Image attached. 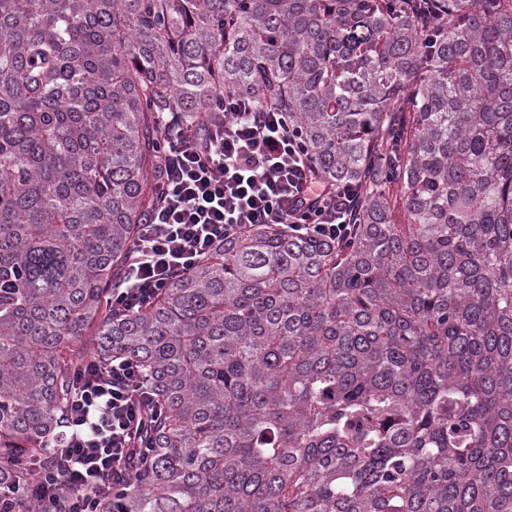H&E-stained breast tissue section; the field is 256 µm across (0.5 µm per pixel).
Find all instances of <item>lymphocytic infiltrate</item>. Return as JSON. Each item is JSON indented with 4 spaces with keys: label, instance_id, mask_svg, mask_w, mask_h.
<instances>
[{
    "label": "lymphocytic infiltrate",
    "instance_id": "obj_1",
    "mask_svg": "<svg viewBox=\"0 0 512 512\" xmlns=\"http://www.w3.org/2000/svg\"><path fill=\"white\" fill-rule=\"evenodd\" d=\"M163 171L155 203L140 225L112 306L136 312L213 248L253 224H280L301 235L343 244L352 238L359 198L350 184L309 177V160L280 113L258 110L249 98L225 95L214 117L185 125L170 113ZM58 438L62 463L39 473L44 512H98L96 490L117 487L134 457L150 386L138 364L113 362L100 374L86 362Z\"/></svg>",
    "mask_w": 512,
    "mask_h": 512
}]
</instances>
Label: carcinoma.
I'll list each match as a JSON object with an SVG mask.
<instances>
[{
  "label": "carcinoma",
  "mask_w": 512,
  "mask_h": 512,
  "mask_svg": "<svg viewBox=\"0 0 512 512\" xmlns=\"http://www.w3.org/2000/svg\"><path fill=\"white\" fill-rule=\"evenodd\" d=\"M0 0V492L80 362L140 365L148 458L99 512H512V0ZM281 112L361 187L347 245L254 224L134 313L108 293L163 112Z\"/></svg>",
  "instance_id": "1"
}]
</instances>
